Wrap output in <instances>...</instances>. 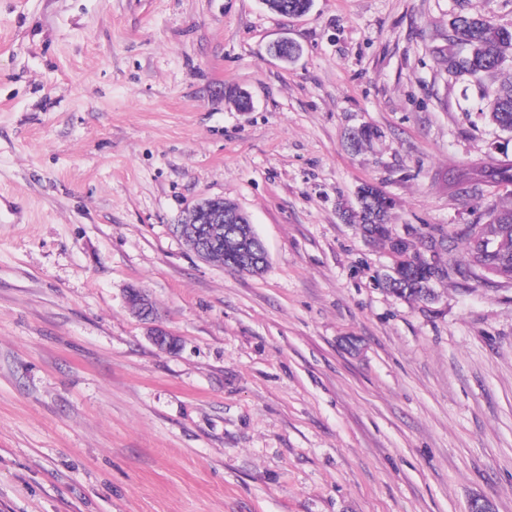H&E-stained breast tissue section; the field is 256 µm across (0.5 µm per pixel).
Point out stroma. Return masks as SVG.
<instances>
[{
    "label": "stroma",
    "mask_w": 512,
    "mask_h": 512,
    "mask_svg": "<svg viewBox=\"0 0 512 512\" xmlns=\"http://www.w3.org/2000/svg\"><path fill=\"white\" fill-rule=\"evenodd\" d=\"M475 12L512 29V0H0V512H512V286L397 298L340 217L367 183L392 224L476 223L448 180L512 133L499 75L443 62ZM212 197L262 274L175 234ZM244 237L246 239V242L244 244V249L242 250L243 260L235 264V266L240 272L248 273L249 271L252 270V261H250L251 257L249 253L253 252L254 250H259L260 252L264 253V255L267 256V250L265 248L263 241L256 233L252 224L249 223L247 224V226L244 227V236L241 239H244ZM126 301L130 310L141 320L150 324L148 336L161 350H172L175 338L165 328L156 324L157 312L153 303L142 288H128Z\"/></svg>",
    "instance_id": "obj_1"
}]
</instances>
